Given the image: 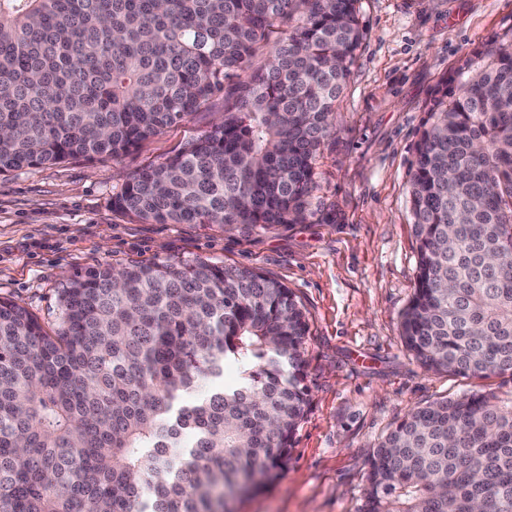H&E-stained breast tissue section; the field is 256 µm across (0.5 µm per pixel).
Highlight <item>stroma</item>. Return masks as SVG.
<instances>
[{"label":"stroma","instance_id":"obj_1","mask_svg":"<svg viewBox=\"0 0 512 512\" xmlns=\"http://www.w3.org/2000/svg\"><path fill=\"white\" fill-rule=\"evenodd\" d=\"M365 37L315 161L301 224L224 231L145 224L112 207L127 174L164 161L208 130L223 103L114 158L0 175V297L45 326L76 272L202 256L256 268L288 286L310 324V401L288 465L232 512H361L379 440L412 409L473 391L512 397V377L425 370L406 351L400 315L417 243L408 196L414 145L434 90L467 54L512 34V0H359Z\"/></svg>","mask_w":512,"mask_h":512}]
</instances>
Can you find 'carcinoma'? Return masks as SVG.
Returning <instances> with one entry per match:
<instances>
[{
  "label": "carcinoma",
  "instance_id": "cac0c4a2",
  "mask_svg": "<svg viewBox=\"0 0 512 512\" xmlns=\"http://www.w3.org/2000/svg\"><path fill=\"white\" fill-rule=\"evenodd\" d=\"M358 0H0V174L117 157L224 115L132 172L146 224H300L364 38ZM281 24L266 66L233 79ZM407 350L512 375V39L436 90L409 173ZM52 331L0 298V512H224L274 482L309 401L302 304L208 258L77 273ZM239 381L217 386L224 369ZM512 512V399L417 407L376 446L363 512Z\"/></svg>",
  "mask_w": 512,
  "mask_h": 512
}]
</instances>
